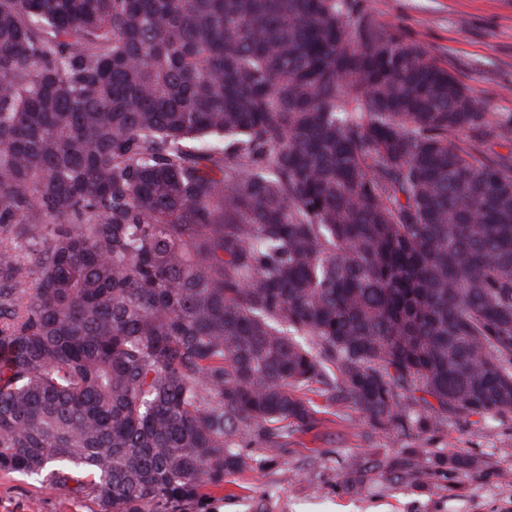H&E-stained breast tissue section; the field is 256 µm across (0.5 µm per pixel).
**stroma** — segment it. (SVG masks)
<instances>
[{"mask_svg": "<svg viewBox=\"0 0 512 512\" xmlns=\"http://www.w3.org/2000/svg\"><path fill=\"white\" fill-rule=\"evenodd\" d=\"M381 25L424 44L491 120L512 115V0H363ZM319 424L276 450L254 444L250 469L182 512H512V421L449 418L433 431L383 430L352 404L302 389ZM452 454L483 457L486 475L453 470ZM363 464L361 482L344 474ZM95 500L0 472V512H97Z\"/></svg>", "mask_w": 512, "mask_h": 512, "instance_id": "1", "label": "stroma"}]
</instances>
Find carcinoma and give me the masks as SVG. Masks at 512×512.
Returning <instances> with one entry per match:
<instances>
[{
    "label": "carcinoma",
    "mask_w": 512,
    "mask_h": 512,
    "mask_svg": "<svg viewBox=\"0 0 512 512\" xmlns=\"http://www.w3.org/2000/svg\"><path fill=\"white\" fill-rule=\"evenodd\" d=\"M511 136L360 0H0V471L177 512L313 384L512 418Z\"/></svg>",
    "instance_id": "cac0c4a2"
}]
</instances>
